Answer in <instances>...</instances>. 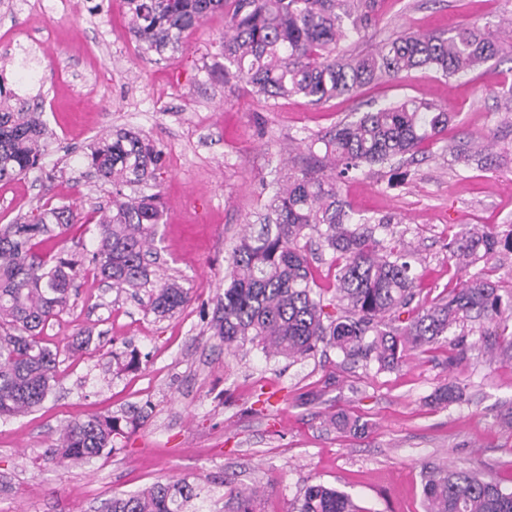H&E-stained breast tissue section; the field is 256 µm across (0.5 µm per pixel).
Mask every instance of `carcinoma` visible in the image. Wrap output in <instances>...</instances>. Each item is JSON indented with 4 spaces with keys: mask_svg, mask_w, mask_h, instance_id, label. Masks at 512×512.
Listing matches in <instances>:
<instances>
[{
    "mask_svg": "<svg viewBox=\"0 0 512 512\" xmlns=\"http://www.w3.org/2000/svg\"><path fill=\"white\" fill-rule=\"evenodd\" d=\"M376 0H234L231 35L224 37V78L246 81L265 99L300 96L313 105L349 95L380 79L414 70L460 76L504 50L492 33L462 24L448 35L406 33L374 52L343 58L339 42L361 35L376 22ZM131 33L148 53L162 56L182 46L185 35L224 0H126ZM41 105L0 85V181L27 175L44 151ZM448 129V113L430 100L405 98L356 114L322 137L325 154L308 168L275 180L261 230L241 239L225 276L224 297L212 326L229 349L252 344L265 353L302 359L332 345L344 359L399 365L408 352L432 345L465 321L512 318V292L500 293L484 270L462 287L419 309L412 266L405 248L384 245L380 233L391 218L355 216L338 182L366 167L392 166L414 158ZM465 166L481 155L473 140L450 148ZM161 153L136 133L102 138L88 155L94 176L112 185V209L99 221L95 269L112 288L138 291L150 284V245L163 223L156 194L128 195L124 188L154 179ZM70 208L51 207L35 223L0 228V417L28 413L41 405L56 380L58 353L42 344L48 322L67 307L77 261L46 248L55 228L70 222ZM336 254V313L317 297L308 244ZM459 268L481 259L512 255L507 232L470 227L450 243ZM189 301V290L165 282L151 290L148 307L159 316ZM407 315L402 325L391 320ZM341 431L363 429L345 414L330 417ZM117 431L110 417L67 424L53 453L89 460L102 454ZM231 512H255L256 491L225 492ZM186 481L155 483L114 497L106 512H187L197 498ZM424 512H512V492L472 471L447 465L423 470ZM296 512H366L351 496L321 484L305 488Z\"/></svg>",
    "mask_w": 512,
    "mask_h": 512,
    "instance_id": "cac0c4a2",
    "label": "carcinoma"
}]
</instances>
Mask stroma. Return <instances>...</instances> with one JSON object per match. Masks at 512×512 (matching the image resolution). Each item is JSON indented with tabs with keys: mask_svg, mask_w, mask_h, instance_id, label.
I'll return each mask as SVG.
<instances>
[{
	"mask_svg": "<svg viewBox=\"0 0 512 512\" xmlns=\"http://www.w3.org/2000/svg\"><path fill=\"white\" fill-rule=\"evenodd\" d=\"M232 9L228 2L209 15L162 59L130 35L124 0H0V71L10 88L38 97L48 130L39 166L0 182V225L69 206L74 221L55 248L82 262L67 309L41 335L59 353L52 390L34 411L0 418V512H105L112 496L181 479L200 491L197 512H228L226 478L260 488L256 512H292L313 484L367 512H423L431 463L478 471L511 491L512 430L499 416L512 407V324L466 323L380 371L329 347L302 361L250 344L231 354L210 322L232 251L246 227H258L272 179L322 155L320 137L351 113L407 97L448 112L441 140L406 173L377 167L339 190L355 212L391 217L415 251L419 306L461 287L469 274L456 268L449 237L464 225L501 231L512 218V102L489 92L512 83V53L464 76L418 70L320 106L267 100L224 78ZM507 16L512 0H379L375 25L340 51H371L406 31L492 28ZM119 129L162 152L155 190L164 222L151 279L178 280L191 296L169 318L147 309V291L109 288L91 262L112 187L90 174L86 155ZM466 139L496 166H455L448 148ZM82 331L92 340L80 349ZM461 342L467 359L449 363ZM445 385L462 399L434 404ZM341 410L366 433L326 430L325 416ZM90 416L119 419L111 450L81 462L52 456L61 428Z\"/></svg>",
	"mask_w": 512,
	"mask_h": 512,
	"instance_id": "stroma-1",
	"label": "stroma"
}]
</instances>
